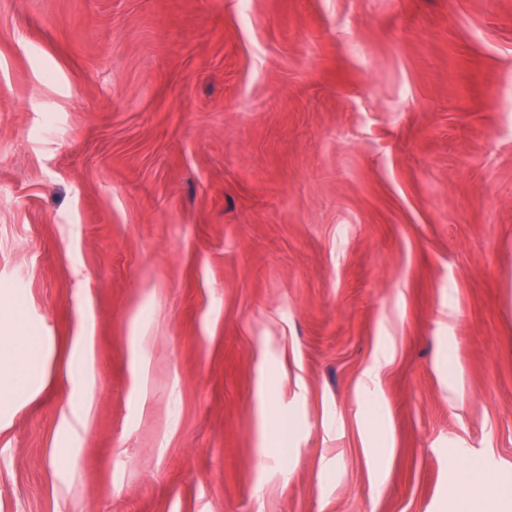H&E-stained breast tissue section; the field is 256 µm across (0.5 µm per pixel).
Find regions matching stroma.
Masks as SVG:
<instances>
[{"label":"stroma","mask_w":512,"mask_h":512,"mask_svg":"<svg viewBox=\"0 0 512 512\" xmlns=\"http://www.w3.org/2000/svg\"><path fill=\"white\" fill-rule=\"evenodd\" d=\"M0 298V512L512 490V0H0ZM43 349L42 336L20 330L14 335L0 336V400L11 401L33 388L36 366Z\"/></svg>","instance_id":"1"}]
</instances>
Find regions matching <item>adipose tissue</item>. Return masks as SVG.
Returning <instances> with one entry per match:
<instances>
[{"instance_id":"obj_1","label":"adipose tissue","mask_w":512,"mask_h":512,"mask_svg":"<svg viewBox=\"0 0 512 512\" xmlns=\"http://www.w3.org/2000/svg\"><path fill=\"white\" fill-rule=\"evenodd\" d=\"M42 349V337L26 330L0 336L1 401H10L32 389Z\"/></svg>"}]
</instances>
